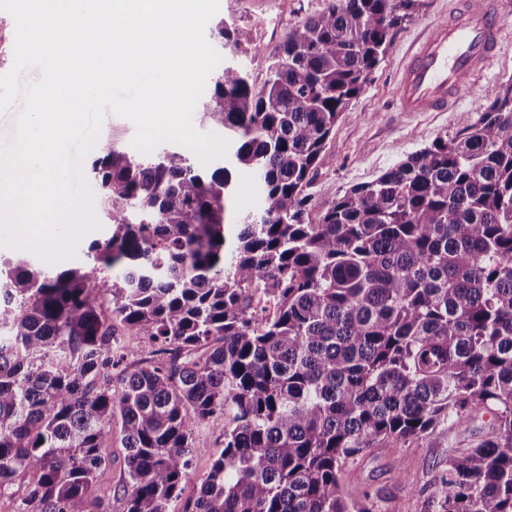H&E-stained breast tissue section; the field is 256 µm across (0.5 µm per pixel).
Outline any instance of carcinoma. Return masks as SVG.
<instances>
[{"instance_id":"1","label":"carcinoma","mask_w":512,"mask_h":512,"mask_svg":"<svg viewBox=\"0 0 512 512\" xmlns=\"http://www.w3.org/2000/svg\"><path fill=\"white\" fill-rule=\"evenodd\" d=\"M420 6L330 0L262 86L224 66L202 112L230 152L210 173L96 144L112 233L88 246L91 269L0 260L12 512H112L92 486L116 419L125 512H379L346 489L347 461L487 414L494 438L448 458L437 512H512V82L454 136L310 217L336 121ZM210 37L248 41L222 19ZM239 167L262 184L241 220ZM140 340L151 351L135 361ZM204 420L224 449L183 501Z\"/></svg>"}]
</instances>
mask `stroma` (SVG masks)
Instances as JSON below:
<instances>
[{
  "mask_svg": "<svg viewBox=\"0 0 512 512\" xmlns=\"http://www.w3.org/2000/svg\"><path fill=\"white\" fill-rule=\"evenodd\" d=\"M328 0H220L218 15L246 31L248 43L225 48L223 63L242 66L251 82L262 85L270 65L280 54L289 32L300 22L322 11ZM506 39L501 54L482 74L466 80L463 97L453 112H400L396 109L397 74L411 43L448 14L449 0H422L414 17L403 23L376 67L372 79L351 100L337 121L316 165L308 189L313 215H320L336 194L372 181L429 146L440 135L455 134L460 124L483 111L512 82V0H501ZM488 420L435 430L428 437L399 448H378L347 463L348 489L369 491L381 500L384 512H433L436 478L456 448L493 436ZM120 431L104 444L106 459L97 473L94 495L111 499L112 512H123L118 491L125 480V450ZM224 447V438L213 421L200 423L193 434L191 470L182 484L183 498L195 497L200 477ZM401 469L405 482L394 479Z\"/></svg>",
  "mask_w": 512,
  "mask_h": 512,
  "instance_id": "1",
  "label": "stroma"
}]
</instances>
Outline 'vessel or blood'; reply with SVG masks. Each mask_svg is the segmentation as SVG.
Segmentation results:
<instances>
[{
  "instance_id": "1",
  "label": "vessel or blood",
  "mask_w": 512,
  "mask_h": 512,
  "mask_svg": "<svg viewBox=\"0 0 512 512\" xmlns=\"http://www.w3.org/2000/svg\"><path fill=\"white\" fill-rule=\"evenodd\" d=\"M447 19L436 23L407 52L399 71L402 112H451L465 78L481 73L505 40L500 0H450Z\"/></svg>"
}]
</instances>
